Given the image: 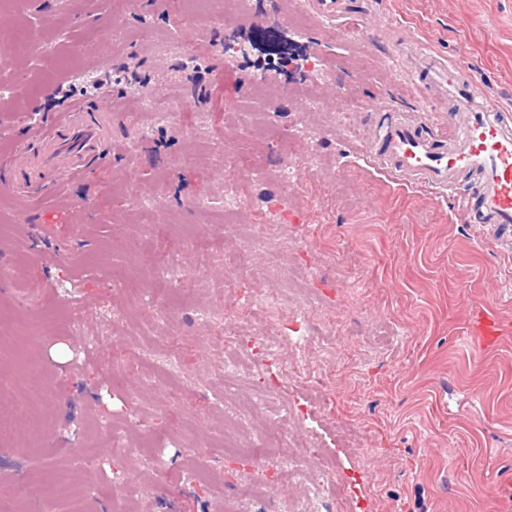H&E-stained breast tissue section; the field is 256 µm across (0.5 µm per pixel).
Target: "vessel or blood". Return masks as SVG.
<instances>
[{
	"label": "vessel or blood",
	"mask_w": 512,
	"mask_h": 512,
	"mask_svg": "<svg viewBox=\"0 0 512 512\" xmlns=\"http://www.w3.org/2000/svg\"><path fill=\"white\" fill-rule=\"evenodd\" d=\"M305 4L325 27L339 32L352 13L369 12L367 0L357 7L351 0ZM408 69L431 99L448 105V121L429 125L385 111L368 157L402 184L459 192L463 222L494 241H504L512 232V121L488 104L483 85L465 62L451 64L420 47ZM112 110L109 103L93 109L71 100L55 122L38 127L36 148L10 156L28 199H57L68 180L103 165L112 149ZM464 176L475 183L463 194L459 187ZM466 334L475 349L484 351L512 335V320L477 306L470 312Z\"/></svg>",
	"instance_id": "vessel-or-blood-1"
}]
</instances>
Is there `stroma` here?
<instances>
[{"mask_svg":"<svg viewBox=\"0 0 512 512\" xmlns=\"http://www.w3.org/2000/svg\"><path fill=\"white\" fill-rule=\"evenodd\" d=\"M368 22L327 39L318 19L290 26L278 0H251L234 16L224 0L210 14L182 0H7L0 36L25 31L34 48L0 70V157L30 147L32 113L53 119L64 108L54 85L93 93V81L120 99L141 89L158 108L190 99L191 128L152 125L138 138L133 113L112 119L106 167L67 182L66 207L22 202L0 193V402L29 401L37 438L0 440V484L15 486L27 512H68L64 496L46 498L47 484L85 475L89 512H111L128 485L139 487L137 512H284L308 488L278 453L257 471L251 460L225 455L224 443L260 444L269 419L253 413L225 424L220 407L247 402V388L224 389V358L233 356L286 400L300 440L318 439L324 461L343 475L348 498L339 512H512V335L490 351L465 341L469 310L497 308L512 318V253L460 222L455 194L403 186L366 154L376 109L390 105L407 120L442 124L447 114L426 99L395 55L415 41L441 59L465 61L495 106L512 104V0H372ZM248 46L228 58L226 40ZM257 76L288 92L308 89L321 107L281 111L258 104L247 82ZM249 110L240 124L215 127L225 99ZM302 134L299 153L320 163L303 168L289 192L261 181L282 150L283 134ZM243 140L258 161L246 191L253 212L285 215L282 237L250 248L251 274L207 266L189 289L160 279L156 268L178 257L192 268L201 249H239L224 232V187L234 172L216 162L217 141ZM208 197L206 212L193 203ZM312 278L314 310L336 333V361L318 364L314 381L289 377L266 346L262 316L240 323L232 349L211 341L200 305L238 294H278L285 308L289 245ZM82 327L70 329V313ZM53 320L52 335L26 332ZM181 364L182 399L168 404L155 360ZM45 383L25 385L28 367ZM156 384L142 389L148 378ZM330 400V414L311 398ZM136 432L137 450L117 482L101 415ZM161 453L165 475L142 482L145 458ZM272 480L275 496L261 492Z\"/></svg>","mask_w":512,"mask_h":512,"instance_id":"stroma-1","label":"stroma"}]
</instances>
